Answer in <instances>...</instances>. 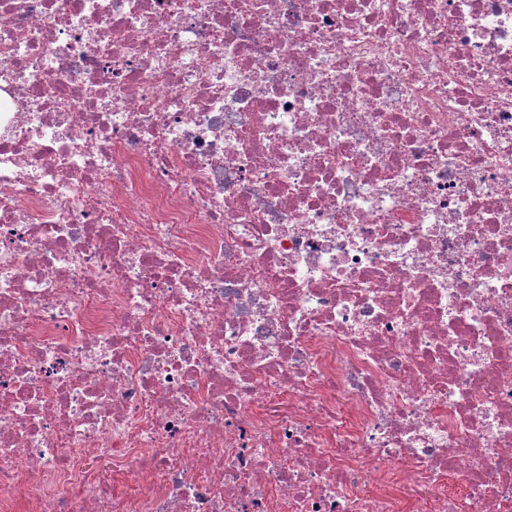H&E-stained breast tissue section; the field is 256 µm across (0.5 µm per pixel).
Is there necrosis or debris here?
I'll return each mask as SVG.
<instances>
[{
	"instance_id": "1",
	"label": "necrosis or debris",
	"mask_w": 512,
	"mask_h": 512,
	"mask_svg": "<svg viewBox=\"0 0 512 512\" xmlns=\"http://www.w3.org/2000/svg\"><path fill=\"white\" fill-rule=\"evenodd\" d=\"M406 485L512 512V0H0V512ZM90 467L110 471L115 477V487L120 492L145 491L149 481L144 473L129 469L118 456L110 458H90Z\"/></svg>"
}]
</instances>
